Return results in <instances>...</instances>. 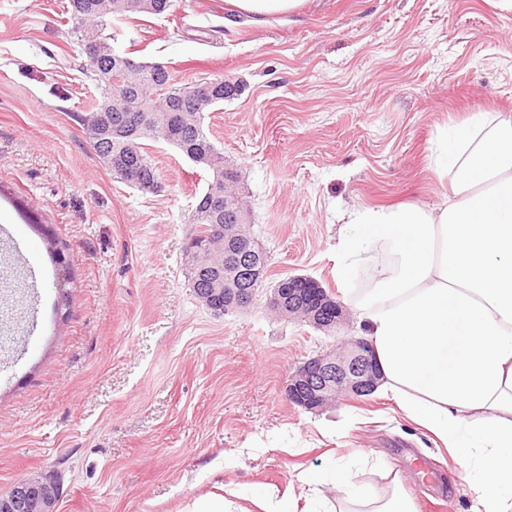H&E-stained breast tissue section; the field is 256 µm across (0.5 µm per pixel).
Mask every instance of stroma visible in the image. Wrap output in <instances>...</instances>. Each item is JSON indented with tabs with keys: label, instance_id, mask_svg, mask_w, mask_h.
Returning a JSON list of instances; mask_svg holds the SVG:
<instances>
[{
	"label": "stroma",
	"instance_id": "35a3bbf8",
	"mask_svg": "<svg viewBox=\"0 0 512 512\" xmlns=\"http://www.w3.org/2000/svg\"><path fill=\"white\" fill-rule=\"evenodd\" d=\"M66 4L0 0V496L41 473L61 483L58 512H183L220 481L260 512L258 487L296 492L305 473L333 502L345 462L367 489L400 475L415 503L423 458L445 476L443 512H475L466 444L444 448L391 397L288 401L295 368L361 336L356 321L328 334L262 292L226 315L196 299L185 246L207 174L158 141V191L100 164L74 118L94 86ZM109 29L176 80L239 86L206 123L242 173L267 277L308 275L341 301L350 211L437 203L439 132L512 113V11L495 0H307L262 25L174 0Z\"/></svg>",
	"mask_w": 512,
	"mask_h": 512
}]
</instances>
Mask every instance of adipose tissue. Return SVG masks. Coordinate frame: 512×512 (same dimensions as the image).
<instances>
[{"label": "adipose tissue", "instance_id": "1", "mask_svg": "<svg viewBox=\"0 0 512 512\" xmlns=\"http://www.w3.org/2000/svg\"><path fill=\"white\" fill-rule=\"evenodd\" d=\"M432 208L353 210L340 230L336 277L349 283L368 249L392 255L354 313L402 411L444 445L467 441L483 512H512V114L484 112L441 133ZM335 512H413L400 480L351 494Z\"/></svg>", "mask_w": 512, "mask_h": 512}]
</instances>
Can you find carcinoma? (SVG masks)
Instances as JSON below:
<instances>
[{"label":"carcinoma","instance_id":"1","mask_svg":"<svg viewBox=\"0 0 512 512\" xmlns=\"http://www.w3.org/2000/svg\"><path fill=\"white\" fill-rule=\"evenodd\" d=\"M101 2L69 0L72 34L86 58V72L98 93L95 109L77 116L96 157L101 161L111 154L126 157V167L111 170L112 177L141 190L159 187L157 170L143 150L144 142L149 140H162L187 157L203 154L208 159L204 171L211 175L224 173V152L210 137L204 119L205 113L233 96L235 88L222 85L214 98L195 108L192 100L196 83L175 81L163 64L142 63L137 71L128 74L113 70L112 60H99L87 48V39L91 38L106 53L112 51V37L104 30L113 16L98 15L96 5ZM127 104L143 108L139 113L140 137L133 141L112 135V124L120 116L116 108ZM238 182L237 178L233 180L225 203L217 209L210 201V188H205L197 199L192 221L198 231L192 242L200 257L189 269V281L198 297L214 293L218 282L224 280V225L235 223L242 215L249 216L250 210L237 190Z\"/></svg>","mask_w":512,"mask_h":512}]
</instances>
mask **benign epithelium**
Masks as SVG:
<instances>
[{
	"instance_id": "1",
	"label": "benign epithelium",
	"mask_w": 512,
	"mask_h": 512,
	"mask_svg": "<svg viewBox=\"0 0 512 512\" xmlns=\"http://www.w3.org/2000/svg\"><path fill=\"white\" fill-rule=\"evenodd\" d=\"M222 84V78L199 82L195 98L202 103L207 102ZM139 127V118L134 114H125L118 119L120 132L128 138L136 137ZM224 244L233 258L230 273L224 276V304L214 305L211 298H205L211 310L218 314H228L250 306L256 297L257 287L266 278L265 259L256 254L243 223L224 225ZM289 280L315 289L317 307L322 310L330 308L335 316L314 318L301 291L293 292L285 304L280 298L279 289L272 288L268 291L267 303L280 309L283 317L303 320L327 332H337L346 324V307L326 293L317 280L300 275L291 276ZM380 377L381 372L368 341L349 339L336 349L302 362L290 376L287 397L308 410L320 409L323 399L335 389L346 396L372 394L378 387ZM59 492L58 481L33 475L20 482L9 496L0 498V512H55Z\"/></svg>"
}]
</instances>
